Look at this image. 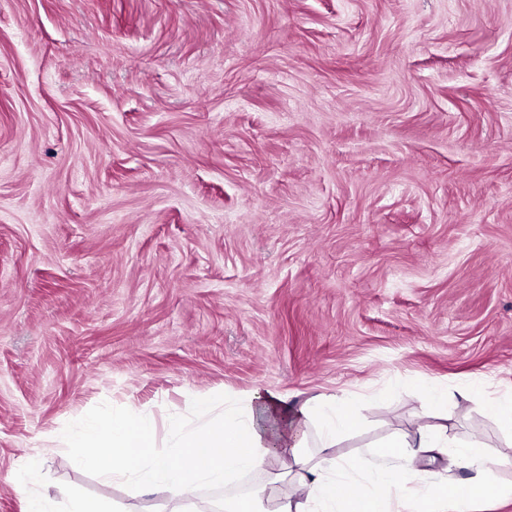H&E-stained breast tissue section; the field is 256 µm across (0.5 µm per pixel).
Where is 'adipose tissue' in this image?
I'll list each match as a JSON object with an SVG mask.
<instances>
[{"instance_id": "obj_1", "label": "adipose tissue", "mask_w": 512, "mask_h": 512, "mask_svg": "<svg viewBox=\"0 0 512 512\" xmlns=\"http://www.w3.org/2000/svg\"><path fill=\"white\" fill-rule=\"evenodd\" d=\"M364 423L352 397L320 394L306 400L270 389L250 392L228 405L223 398H197L192 420L168 422L180 456L171 464L158 451L150 414L128 409L92 416L72 436L75 464L107 481L128 482L137 492H163L171 512H186L202 486L262 470L270 457L287 461L299 498L280 496L263 485L225 501L224 512H468L485 498L512 499V484L496 474L499 459L477 440L449 438L447 432L410 437L396 432L368 448L370 465L343 462L333 449L338 438ZM317 425L319 442L308 453V430ZM438 448L473 472L472 477L419 485L414 462L419 449Z\"/></svg>"}]
</instances>
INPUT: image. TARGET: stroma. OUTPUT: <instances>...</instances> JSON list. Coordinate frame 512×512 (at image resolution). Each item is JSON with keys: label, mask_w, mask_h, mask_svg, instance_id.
<instances>
[{"label": "stroma", "mask_w": 512, "mask_h": 512, "mask_svg": "<svg viewBox=\"0 0 512 512\" xmlns=\"http://www.w3.org/2000/svg\"><path fill=\"white\" fill-rule=\"evenodd\" d=\"M475 378L512 395V0H0V512H168L65 435L257 389L358 395L343 458L442 426L511 481Z\"/></svg>", "instance_id": "35a3bbf8"}]
</instances>
